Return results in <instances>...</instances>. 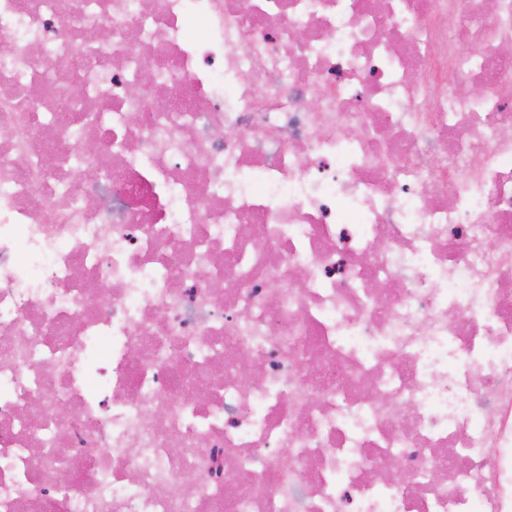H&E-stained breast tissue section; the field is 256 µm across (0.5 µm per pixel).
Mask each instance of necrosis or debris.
I'll return each instance as SVG.
<instances>
[{"label": "necrosis or debris", "mask_w": 512, "mask_h": 512, "mask_svg": "<svg viewBox=\"0 0 512 512\" xmlns=\"http://www.w3.org/2000/svg\"><path fill=\"white\" fill-rule=\"evenodd\" d=\"M0 512H512V0H0Z\"/></svg>", "instance_id": "4bbe7bcc"}]
</instances>
